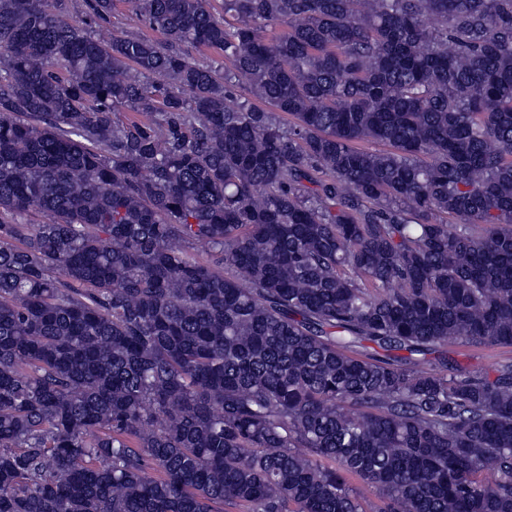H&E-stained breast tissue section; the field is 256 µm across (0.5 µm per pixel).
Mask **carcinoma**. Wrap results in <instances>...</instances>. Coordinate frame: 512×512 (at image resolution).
<instances>
[{"instance_id": "carcinoma-1", "label": "carcinoma", "mask_w": 512, "mask_h": 512, "mask_svg": "<svg viewBox=\"0 0 512 512\" xmlns=\"http://www.w3.org/2000/svg\"><path fill=\"white\" fill-rule=\"evenodd\" d=\"M129 2L0 0V512H512V0ZM115 8L112 12V17L110 18L109 24H103L106 27L112 29L119 28L125 31L129 35L133 36H146L151 39H161L162 36L156 32L151 30L149 27L145 26L132 12L131 6L129 3L125 2L127 0H114ZM443 350L448 357L459 362L469 370L478 373H492L502 362L512 360L511 347L474 348L457 342H448Z\"/></svg>"}]
</instances>
